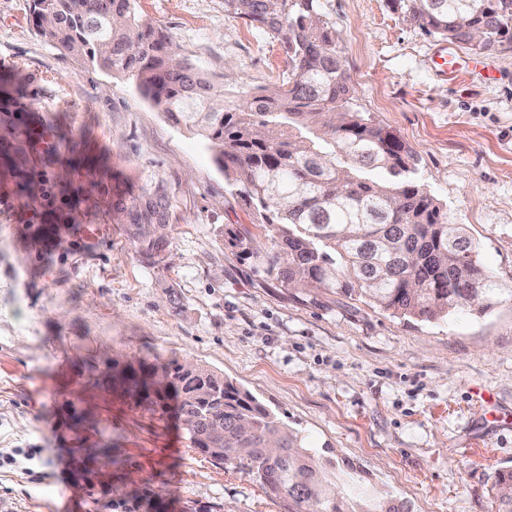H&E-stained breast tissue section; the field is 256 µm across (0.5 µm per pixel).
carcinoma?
Segmentation results:
<instances>
[{
    "label": "carcinoma",
    "instance_id": "obj_1",
    "mask_svg": "<svg viewBox=\"0 0 512 512\" xmlns=\"http://www.w3.org/2000/svg\"><path fill=\"white\" fill-rule=\"evenodd\" d=\"M136 0H41L33 23L62 11L42 37L94 67L133 76L169 119L205 140L237 188L266 251L239 243L270 273L317 301L319 291L362 299L393 316L434 321L483 315L512 300L482 264L479 244L448 223L416 180V159L394 131L350 108L348 75L321 0H224V9L272 35L288 79L243 100L180 56L172 36L142 18ZM427 33L474 52L512 45V0H390ZM164 224H131L135 250L155 258ZM152 405L174 407L194 447L256 477L286 512H400L385 499L348 495L354 480L309 448L250 392L202 366L152 354L123 373ZM494 512H512V467L488 488Z\"/></svg>",
    "mask_w": 512,
    "mask_h": 512
}]
</instances>
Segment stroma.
Instances as JSON below:
<instances>
[{"label":"stroma","instance_id":"1","mask_svg":"<svg viewBox=\"0 0 512 512\" xmlns=\"http://www.w3.org/2000/svg\"><path fill=\"white\" fill-rule=\"evenodd\" d=\"M321 2L353 109L401 136L420 184L512 288V47L472 53L390 0ZM32 4L0 0V456L37 455L0 467V503L285 512L119 381L159 352L240 384L410 512H493L487 489L512 466V302L432 322L331 293L309 304L235 245H264V230L203 140L128 75L47 43ZM136 7L226 98L288 77L278 40L224 0ZM32 118L53 151L34 150ZM136 213L167 227L155 260L127 234Z\"/></svg>","mask_w":512,"mask_h":512}]
</instances>
